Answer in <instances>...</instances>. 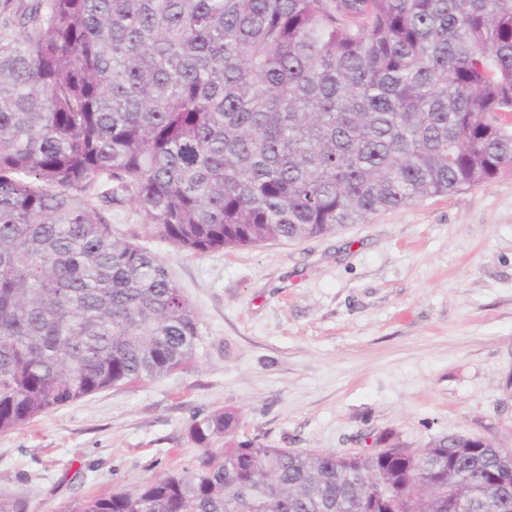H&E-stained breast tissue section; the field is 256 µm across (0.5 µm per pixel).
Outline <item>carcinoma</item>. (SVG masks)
I'll return each mask as SVG.
<instances>
[{"label":"carcinoma","mask_w":512,"mask_h":512,"mask_svg":"<svg viewBox=\"0 0 512 512\" xmlns=\"http://www.w3.org/2000/svg\"><path fill=\"white\" fill-rule=\"evenodd\" d=\"M503 173L512 0H29L0 37V433L195 358L197 311L101 203L204 254ZM237 424L195 419L194 466L67 512H512L481 435L349 454L236 441Z\"/></svg>","instance_id":"obj_1"}]
</instances>
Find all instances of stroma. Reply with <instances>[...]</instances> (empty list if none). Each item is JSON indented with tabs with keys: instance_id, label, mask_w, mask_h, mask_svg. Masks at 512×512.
I'll return each instance as SVG.
<instances>
[{
	"instance_id": "obj_1",
	"label": "stroma",
	"mask_w": 512,
	"mask_h": 512,
	"mask_svg": "<svg viewBox=\"0 0 512 512\" xmlns=\"http://www.w3.org/2000/svg\"><path fill=\"white\" fill-rule=\"evenodd\" d=\"M112 231L196 309V358L0 434V504L65 512L191 467V424L224 408L237 440L291 450L461 432L512 448V173L310 239L193 254L129 202Z\"/></svg>"
}]
</instances>
